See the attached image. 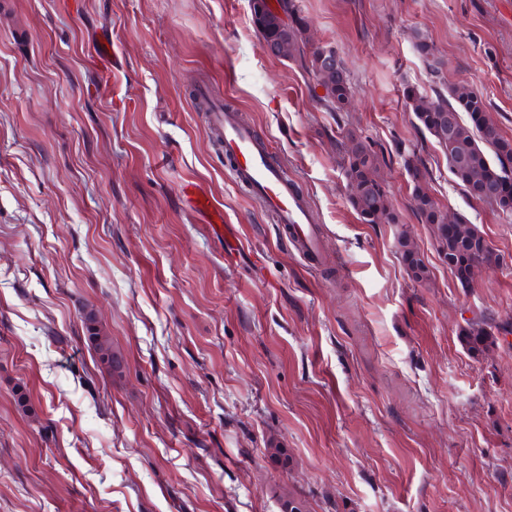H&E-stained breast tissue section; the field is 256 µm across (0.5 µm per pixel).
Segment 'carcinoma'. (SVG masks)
Returning a JSON list of instances; mask_svg holds the SVG:
<instances>
[{
	"instance_id": "carcinoma-1",
	"label": "carcinoma",
	"mask_w": 512,
	"mask_h": 512,
	"mask_svg": "<svg viewBox=\"0 0 512 512\" xmlns=\"http://www.w3.org/2000/svg\"><path fill=\"white\" fill-rule=\"evenodd\" d=\"M279 11L265 10L252 14V25L260 44L287 45L282 59H294L308 71L317 85H322L321 72L326 66L335 70L336 80L320 96L323 106L330 112H343L353 96V86L337 52L330 46L319 49L308 40V25L298 11L294 0H277ZM407 105L417 121V127L427 131L448 158V165L457 181L475 200L489 204L499 218L512 219V140L504 137L488 113L483 96L467 86L448 88V95L428 100L417 88L407 87L404 92ZM352 146L341 158L348 189V201L359 219L365 224H398L400 218L391 210L386 192L375 178L378 155L371 144L348 133ZM412 178L413 208L423 224H435L438 230V248L448 257V268L461 285L467 286L484 269L498 263L487 240L480 231L462 216L455 223L470 227L473 238L459 242L448 234L443 211L432 196L425 181L423 160L412 154L404 161ZM484 169L492 188L486 194L471 182L470 171ZM398 245L411 277L421 282L427 277L423 261L415 253L406 233L398 237ZM88 340L94 344L102 366L109 371L120 368L121 359L112 353V347L95 327L88 315L84 320ZM501 328L493 319L481 317L470 320L460 331V341L473 356L489 351L497 342Z\"/></svg>"
}]
</instances>
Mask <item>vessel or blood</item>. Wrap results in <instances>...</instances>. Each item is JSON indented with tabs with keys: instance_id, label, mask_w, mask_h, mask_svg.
<instances>
[{
	"instance_id": "vessel-or-blood-1",
	"label": "vessel or blood",
	"mask_w": 512,
	"mask_h": 512,
	"mask_svg": "<svg viewBox=\"0 0 512 512\" xmlns=\"http://www.w3.org/2000/svg\"><path fill=\"white\" fill-rule=\"evenodd\" d=\"M93 62L101 82H109L112 73L111 41L98 43ZM209 121L220 131L224 152L233 162L229 170L233 182L245 188L262 208L276 216L299 255L316 256L320 249V231L311 223L303 198L274 161L269 143L240 123L235 114L224 109L222 103L213 104ZM183 193L199 213L214 216L216 223H223L224 210L211 195L194 184L184 185Z\"/></svg>"
}]
</instances>
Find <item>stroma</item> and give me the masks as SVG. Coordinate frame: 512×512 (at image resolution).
<instances>
[{
	"label": "stroma",
	"instance_id": "stroma-1",
	"mask_svg": "<svg viewBox=\"0 0 512 512\" xmlns=\"http://www.w3.org/2000/svg\"><path fill=\"white\" fill-rule=\"evenodd\" d=\"M295 3L348 69V111L261 51L249 0H10L0 15V512H280L291 496L310 512H512V334L479 357L458 337L482 315L512 325V223L467 196L403 97L469 83L512 139V0ZM201 84L271 144L324 262L231 180ZM350 130L401 224L352 209ZM411 151L500 257L470 287L412 208ZM187 182L223 223L190 208ZM101 82L107 84L112 73V41L107 39L97 44L93 57ZM182 190L183 194L192 200L193 207L199 213L215 216L211 224L223 223L224 210L211 195L199 189L196 184H186ZM397 242L411 277L418 282L425 280L427 277V269L422 259L415 253L405 232L401 233ZM85 327L89 334L88 340L94 344L99 354V360L102 366L108 371H117L120 368L121 359L112 353V347L108 345L107 340L101 335V331L95 327V320L91 315L85 316Z\"/></svg>",
	"mask_w": 512,
	"mask_h": 512
}]
</instances>
